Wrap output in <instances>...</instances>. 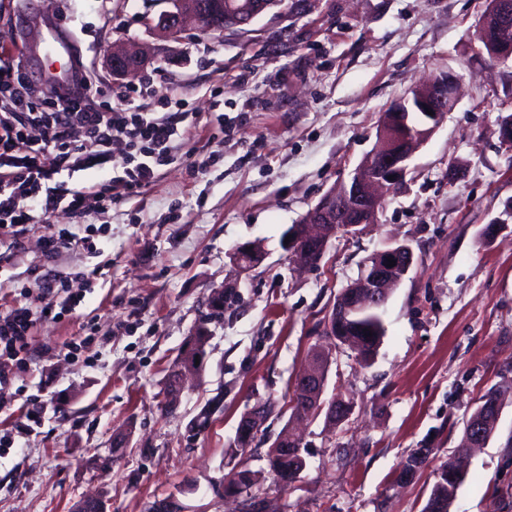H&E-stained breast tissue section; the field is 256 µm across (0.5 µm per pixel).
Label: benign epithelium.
Instances as JSON below:
<instances>
[{
  "instance_id": "obj_1",
  "label": "benign epithelium",
  "mask_w": 512,
  "mask_h": 512,
  "mask_svg": "<svg viewBox=\"0 0 512 512\" xmlns=\"http://www.w3.org/2000/svg\"><path fill=\"white\" fill-rule=\"evenodd\" d=\"M169 8L160 12L149 24L162 36L176 38L188 25L204 32V20L208 15L224 14V0H165ZM287 0H254L245 13L226 17L221 27L224 32L246 33L261 16L270 12L281 13ZM512 30V0H490L479 27ZM477 53L487 54L494 60L512 57V46L504 41L481 46ZM104 56L109 62L112 79L120 82L139 72L146 62V55L139 47H127L120 41L108 44ZM458 82L451 71L430 78L425 84L410 90L408 95L394 105L392 116H381L378 140L364 161L355 169L350 180L325 194L302 218L301 222L288 229L289 241L285 244L289 260L300 267L308 265L301 258L303 244L315 243L320 252H325L328 241L338 233L356 234L360 227L376 221L380 205V193L393 191L401 186L410 172L409 162L433 131L445 119L457 102ZM433 111L429 115L426 110ZM393 179H388V176ZM395 266H388V259ZM373 262L366 272L350 284L363 293L361 309L377 311L385 304L393 288L411 269L414 262L412 249L406 244H394L372 256ZM357 309L350 306L342 296H337L327 318L324 335L332 337L331 321L338 314L351 315ZM327 355L317 350L311 356L307 368L295 379L293 390L303 391L309 399L306 418L320 416L331 420L336 414V403L323 398L325 388L315 386L320 377L321 360ZM196 372V367L187 364L178 369V386L167 393V403L175 405L182 395L187 375ZM260 406L255 405L245 412L237 428L253 434L262 426ZM238 502L239 512H265L263 499L253 493L239 491L232 495Z\"/></svg>"
}]
</instances>
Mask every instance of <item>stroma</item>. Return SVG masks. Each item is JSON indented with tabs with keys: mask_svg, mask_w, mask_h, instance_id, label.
<instances>
[{
	"mask_svg": "<svg viewBox=\"0 0 512 512\" xmlns=\"http://www.w3.org/2000/svg\"><path fill=\"white\" fill-rule=\"evenodd\" d=\"M489 0H303L244 34L184 30L172 42L149 28L161 0H0L6 60L46 86L62 64L32 44L31 28L69 40L71 91L93 105L126 92L144 112L180 100L172 158L138 195L36 217L19 246L0 237V312L20 300L29 270L61 277L100 266L76 313L37 323L27 339L20 393L40 417L0 412L18 447L0 454V512H69L99 495L106 512H148L174 497L185 512H230L214 493L236 462L230 444L256 403L272 413L245 455L268 512H421L435 471L452 457L480 396L502 391L497 430L471 454L451 512H512V58L474 52ZM154 57L114 82L104 48L118 37ZM456 75L461 93L411 162L375 224L333 237L321 260L294 271L283 241L332 187L350 179L377 142L383 112L425 78ZM83 233L104 226L99 255L75 248L45 262V223ZM502 230L484 237L486 225ZM415 263L381 311L385 335L371 365L333 350L327 396L351 399L336 428L313 421L308 465L281 491L266 452L287 424L281 409L296 373L323 343V320L364 261L393 243ZM259 245L240 273L232 259ZM224 316L210 317L213 289ZM209 333L192 389L167 409L166 370L198 328ZM81 343L78 358L67 342ZM213 413L207 425L198 415ZM424 467L398 476L415 449Z\"/></svg>",
	"mask_w": 512,
	"mask_h": 512,
	"instance_id": "1",
	"label": "stroma"
}]
</instances>
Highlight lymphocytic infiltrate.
<instances>
[{
	"label": "lymphocytic infiltrate",
	"mask_w": 512,
	"mask_h": 512,
	"mask_svg": "<svg viewBox=\"0 0 512 512\" xmlns=\"http://www.w3.org/2000/svg\"><path fill=\"white\" fill-rule=\"evenodd\" d=\"M185 117L178 100L160 115L139 111L124 96L93 110L70 90L32 89L1 65L0 234L20 239L36 210L46 215L63 206L81 216L90 201L137 193L167 161ZM118 144L125 152L109 190L59 181L63 172L72 176L106 167ZM84 298L83 286L62 291L44 286L39 306L18 305L0 314V389L17 382L15 367L34 324L50 312L73 313Z\"/></svg>",
	"instance_id": "obj_1"
}]
</instances>
